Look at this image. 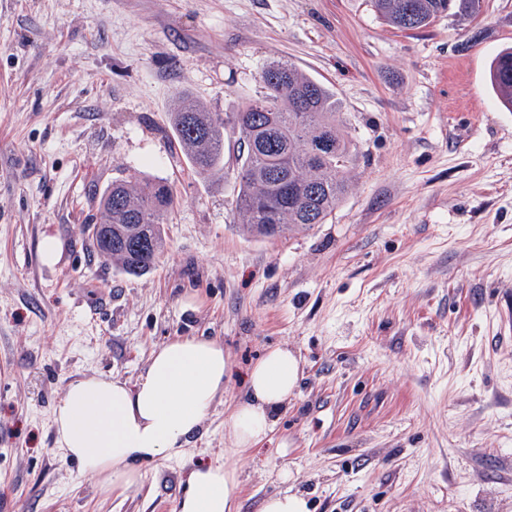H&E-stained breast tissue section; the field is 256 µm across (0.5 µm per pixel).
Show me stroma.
<instances>
[{
  "mask_svg": "<svg viewBox=\"0 0 512 512\" xmlns=\"http://www.w3.org/2000/svg\"><path fill=\"white\" fill-rule=\"evenodd\" d=\"M506 45L512 0L405 32L370 0H0V512H177L208 464L241 512L287 489L310 512H512V112L486 83ZM272 61L335 92L355 151L328 222L270 239L234 178L188 168L171 112L182 92L233 111ZM148 177L178 204L131 276L89 227L113 181ZM177 336L223 344L224 398L183 460L114 496L59 450L53 410L79 375L137 381ZM276 346L299 386L232 448ZM301 374L299 359L285 347L267 350L251 367L246 398L234 407L228 422L234 448L256 447L272 430Z\"/></svg>",
  "mask_w": 512,
  "mask_h": 512,
  "instance_id": "obj_1",
  "label": "stroma"
}]
</instances>
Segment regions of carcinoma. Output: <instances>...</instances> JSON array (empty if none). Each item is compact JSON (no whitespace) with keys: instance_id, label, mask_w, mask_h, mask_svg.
I'll use <instances>...</instances> for the list:
<instances>
[{"instance_id":"1","label":"carcinoma","mask_w":512,"mask_h":512,"mask_svg":"<svg viewBox=\"0 0 512 512\" xmlns=\"http://www.w3.org/2000/svg\"><path fill=\"white\" fill-rule=\"evenodd\" d=\"M371 2L389 26L404 31L424 28L448 10V0ZM489 81L501 105L511 111L512 47L492 60ZM260 82L258 94L224 114L181 94L171 113L181 155L199 175H227L224 129L229 125L239 143L235 209L249 232L266 237L269 224L280 230L324 224L348 193L354 151L336 122V94L287 62L268 64ZM174 203L173 188L162 179L112 183L100 197L102 225L110 228L112 246L104 250L95 238L96 250L130 275L151 270Z\"/></svg>"}]
</instances>
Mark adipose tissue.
<instances>
[{
    "label": "adipose tissue",
    "mask_w": 512,
    "mask_h": 512,
    "mask_svg": "<svg viewBox=\"0 0 512 512\" xmlns=\"http://www.w3.org/2000/svg\"><path fill=\"white\" fill-rule=\"evenodd\" d=\"M230 362L224 347L204 337H183L154 349L136 383L104 375L70 380L53 412L65 457L119 495L136 484L144 462L183 459L213 406L224 395ZM301 374L295 353L267 350L251 367L247 394L228 422L235 448L256 447L271 431ZM233 471L221 465L189 473L179 512H240Z\"/></svg>",
    "instance_id": "1"
}]
</instances>
